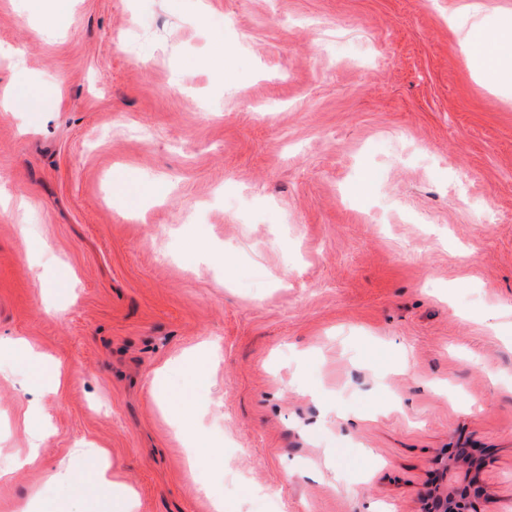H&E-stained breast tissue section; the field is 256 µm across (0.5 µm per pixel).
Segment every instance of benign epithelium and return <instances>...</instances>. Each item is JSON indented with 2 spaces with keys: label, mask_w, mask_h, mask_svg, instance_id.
Masks as SVG:
<instances>
[{
  "label": "benign epithelium",
  "mask_w": 512,
  "mask_h": 512,
  "mask_svg": "<svg viewBox=\"0 0 512 512\" xmlns=\"http://www.w3.org/2000/svg\"><path fill=\"white\" fill-rule=\"evenodd\" d=\"M434 481L421 493L422 512H474L483 489L472 478L475 463L465 449L436 460Z\"/></svg>",
  "instance_id": "1"
}]
</instances>
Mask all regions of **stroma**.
<instances>
[{
    "label": "stroma",
    "mask_w": 512,
    "mask_h": 512,
    "mask_svg": "<svg viewBox=\"0 0 512 512\" xmlns=\"http://www.w3.org/2000/svg\"><path fill=\"white\" fill-rule=\"evenodd\" d=\"M466 2L61 0L45 34L40 0H0V90L43 93L0 111V339L64 371L12 472L29 367L0 366V512H94L80 462L49 480L81 442L139 512H421L461 446L502 512L512 92L460 51ZM40 108L39 92L23 84H15L8 98L1 102V112H37Z\"/></svg>",
    "instance_id": "stroma-1"
}]
</instances>
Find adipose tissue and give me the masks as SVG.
Instances as JSON below:
<instances>
[{"mask_svg": "<svg viewBox=\"0 0 512 512\" xmlns=\"http://www.w3.org/2000/svg\"><path fill=\"white\" fill-rule=\"evenodd\" d=\"M454 28L459 46L476 76L494 89L512 82V14L503 15L500 25L492 29L475 21H458ZM72 454L87 464L88 475L97 486L113 490L115 512H138L137 492L112 479L109 449L88 445L73 449Z\"/></svg>", "mask_w": 512, "mask_h": 512, "instance_id": "ef3b65f1", "label": "adipose tissue"}]
</instances>
